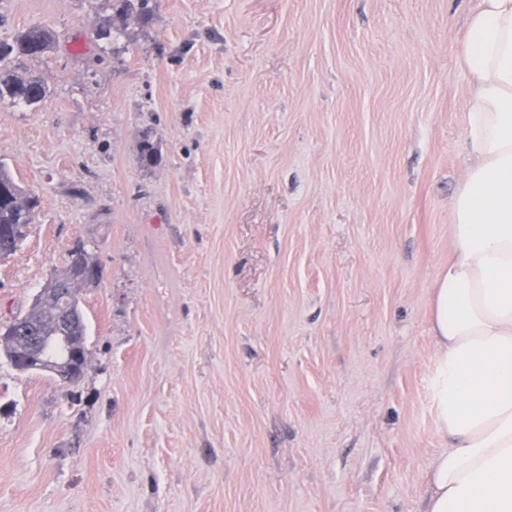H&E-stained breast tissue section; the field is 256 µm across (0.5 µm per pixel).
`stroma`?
I'll return each instance as SVG.
<instances>
[{
	"instance_id": "stroma-1",
	"label": "stroma",
	"mask_w": 512,
	"mask_h": 512,
	"mask_svg": "<svg viewBox=\"0 0 512 512\" xmlns=\"http://www.w3.org/2000/svg\"><path fill=\"white\" fill-rule=\"evenodd\" d=\"M471 8L0 0L1 40L58 36L45 106L0 102L41 201L0 321L75 245L103 269L78 385L0 361V512H425ZM152 0H112V10L125 17H147L151 9Z\"/></svg>"
}]
</instances>
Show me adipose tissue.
Returning <instances> with one entry per match:
<instances>
[{
  "label": "adipose tissue",
  "instance_id": "obj_1",
  "mask_svg": "<svg viewBox=\"0 0 512 512\" xmlns=\"http://www.w3.org/2000/svg\"><path fill=\"white\" fill-rule=\"evenodd\" d=\"M467 31L472 162L433 286L426 512H512V0H475Z\"/></svg>",
  "mask_w": 512,
  "mask_h": 512
}]
</instances>
